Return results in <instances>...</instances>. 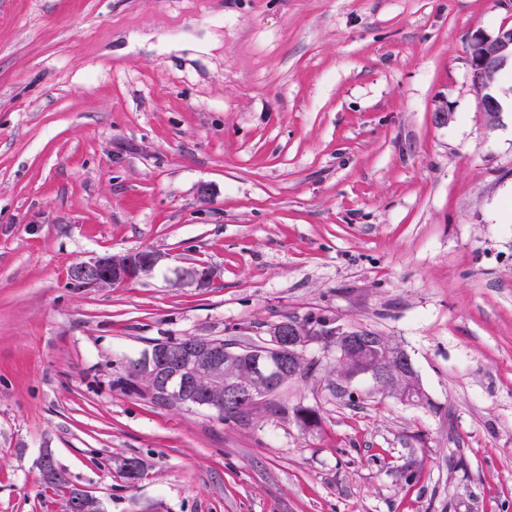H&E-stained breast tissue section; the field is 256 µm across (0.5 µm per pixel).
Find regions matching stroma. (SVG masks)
<instances>
[{
	"label": "stroma",
	"instance_id": "stroma-1",
	"mask_svg": "<svg viewBox=\"0 0 512 512\" xmlns=\"http://www.w3.org/2000/svg\"><path fill=\"white\" fill-rule=\"evenodd\" d=\"M503 26L512 0H0V512H64L46 451L104 512H512V112L466 53ZM312 315L401 344L426 404L318 344L238 421L124 384L155 341ZM130 254H107L78 262L71 270V276L87 283L94 288H108L119 285L140 275L150 274L158 261L154 253L141 254L136 264L130 259ZM80 280L77 282L84 285Z\"/></svg>",
	"mask_w": 512,
	"mask_h": 512
}]
</instances>
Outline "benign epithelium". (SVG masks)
<instances>
[{
	"label": "benign epithelium",
	"mask_w": 512,
	"mask_h": 512,
	"mask_svg": "<svg viewBox=\"0 0 512 512\" xmlns=\"http://www.w3.org/2000/svg\"><path fill=\"white\" fill-rule=\"evenodd\" d=\"M467 56L478 107L493 125L502 111L499 74L512 67V27L500 29L494 37L482 32L472 34L467 42ZM157 261L158 256L149 252L135 262L127 254H107L79 262L73 266L71 276L90 287L108 288L151 273ZM178 277L197 288L209 282L208 272L195 266L181 268ZM268 336L270 349L277 355L260 352L247 365L242 362L243 353L230 348L221 351L202 337L162 348L146 366L155 379L153 393L216 415L222 414L224 407L244 401L253 407L303 372L304 351L315 343L314 337L331 336L336 342V353L342 355L353 350L362 360L360 374L380 389L392 383L390 394L399 401L416 404L424 400L413 361L398 343L382 351L364 330H351L330 319L318 325L290 317L286 322L271 324ZM200 372L207 373L212 381V389L203 394L195 388V376Z\"/></svg>",
	"instance_id": "obj_1"
}]
</instances>
